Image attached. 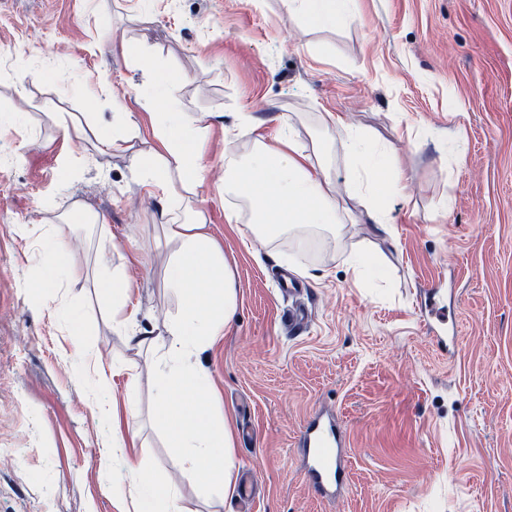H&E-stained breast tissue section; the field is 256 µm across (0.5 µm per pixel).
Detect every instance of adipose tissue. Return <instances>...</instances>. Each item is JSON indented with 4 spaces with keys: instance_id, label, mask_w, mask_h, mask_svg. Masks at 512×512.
Returning a JSON list of instances; mask_svg holds the SVG:
<instances>
[{
    "instance_id": "ef3b65f1",
    "label": "adipose tissue",
    "mask_w": 512,
    "mask_h": 512,
    "mask_svg": "<svg viewBox=\"0 0 512 512\" xmlns=\"http://www.w3.org/2000/svg\"><path fill=\"white\" fill-rule=\"evenodd\" d=\"M208 128L206 119L166 113L164 124L155 131L160 150L135 160L144 186L160 202L161 219L167 222L165 235L171 250L166 275L180 297V310L166 322L163 334L131 333L127 339L139 348H165L168 362L158 375L155 420L171 447L182 449L184 463L229 495L235 492L238 479L234 427L228 416L210 411L215 387L196 356L212 348L233 319L237 305L234 276L202 211H188L180 221L169 219L182 202L177 186L195 189L205 179L207 169L199 145ZM359 164L367 176L362 196L365 218L376 233L389 234L391 225L381 201L401 193L403 179L387 178L384 161L364 156ZM228 167L233 177L225 182L224 190L249 201L262 235L304 224L341 229L334 182L292 138L259 144L250 166L241 167L232 160ZM138 483L133 512H183L174 492L158 491L151 470H139Z\"/></svg>"
}]
</instances>
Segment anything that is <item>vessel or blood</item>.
I'll list each match as a JSON object with an SVG mask.
<instances>
[{
  "instance_id": "vessel-or-blood-1",
  "label": "vessel or blood",
  "mask_w": 512,
  "mask_h": 512,
  "mask_svg": "<svg viewBox=\"0 0 512 512\" xmlns=\"http://www.w3.org/2000/svg\"><path fill=\"white\" fill-rule=\"evenodd\" d=\"M346 441L334 415L317 413L300 433L298 447L315 495L335 499L346 481Z\"/></svg>"
}]
</instances>
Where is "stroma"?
<instances>
[{
    "label": "stroma",
    "instance_id": "1",
    "mask_svg": "<svg viewBox=\"0 0 512 512\" xmlns=\"http://www.w3.org/2000/svg\"><path fill=\"white\" fill-rule=\"evenodd\" d=\"M353 11L316 28L289 0H0V512H126L137 468L178 471L153 421L164 353L126 339L179 310L134 167L159 149L162 112L209 118L191 202L238 303L197 362L235 421L240 472L258 476L246 506L181 473L184 512H512V0ZM116 112L134 120L118 150L62 126L108 128ZM243 112L254 127L238 128ZM349 128L404 178L383 202L392 236L348 221L310 256L293 232L258 235L221 188L225 149L247 165L286 135L360 214ZM51 239L86 273L36 298ZM362 250L380 266L357 276ZM115 273L131 288L118 314L96 280ZM319 408L346 437L337 502L314 495L297 453Z\"/></svg>",
    "mask_w": 512,
    "mask_h": 512
}]
</instances>
